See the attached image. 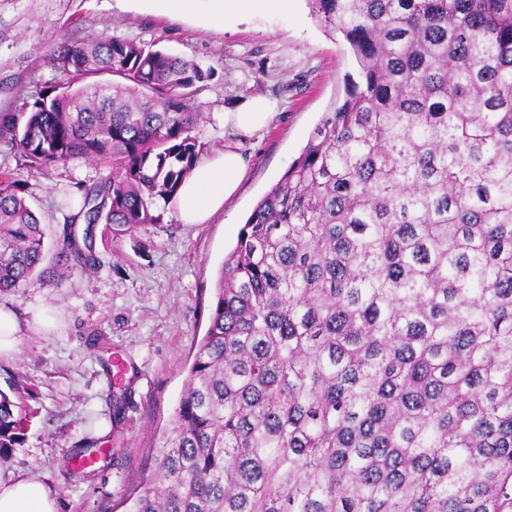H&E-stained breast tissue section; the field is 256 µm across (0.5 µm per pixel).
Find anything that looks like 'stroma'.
<instances>
[{
  "label": "stroma",
  "instance_id": "stroma-1",
  "mask_svg": "<svg viewBox=\"0 0 512 512\" xmlns=\"http://www.w3.org/2000/svg\"><path fill=\"white\" fill-rule=\"evenodd\" d=\"M77 17L86 32L108 27L156 42L209 71L195 130L200 155L233 144L248 164L238 192L211 223H181L163 205L158 224L96 225L93 273L76 270L60 284L34 281L0 297V308L15 313L21 338L17 353L0 356V390L29 409L22 442L0 462V477L35 476L56 491L58 512H126L171 427L225 258L355 62L307 0L237 17L225 16L222 0H181L172 9L162 0H80ZM255 97L271 103L274 117L243 140L224 115ZM4 169L26 182L41 223L57 233L65 202L79 204L81 186L112 172L82 159L21 168L0 156ZM86 448L94 449L95 464L68 466Z\"/></svg>",
  "mask_w": 512,
  "mask_h": 512
}]
</instances>
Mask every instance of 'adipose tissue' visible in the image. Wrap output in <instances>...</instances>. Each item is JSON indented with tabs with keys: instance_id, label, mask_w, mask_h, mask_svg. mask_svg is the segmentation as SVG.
<instances>
[{
	"instance_id": "1",
	"label": "adipose tissue",
	"mask_w": 512,
	"mask_h": 512,
	"mask_svg": "<svg viewBox=\"0 0 512 512\" xmlns=\"http://www.w3.org/2000/svg\"><path fill=\"white\" fill-rule=\"evenodd\" d=\"M247 172L238 148L227 146L203 159L169 205L186 224H206L237 191ZM0 512H58L57 494L32 476L0 481Z\"/></svg>"
}]
</instances>
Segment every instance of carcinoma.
<instances>
[{
	"label": "carcinoma",
	"mask_w": 512,
	"mask_h": 512,
	"mask_svg": "<svg viewBox=\"0 0 512 512\" xmlns=\"http://www.w3.org/2000/svg\"><path fill=\"white\" fill-rule=\"evenodd\" d=\"M77 2L0 0V151L112 176L44 268L0 172V294L93 270L76 221L158 224L199 161L208 74L82 36ZM309 4L356 74L224 260L130 512H512V0ZM17 408L0 390V459Z\"/></svg>",
	"instance_id": "carcinoma-1"
}]
</instances>
